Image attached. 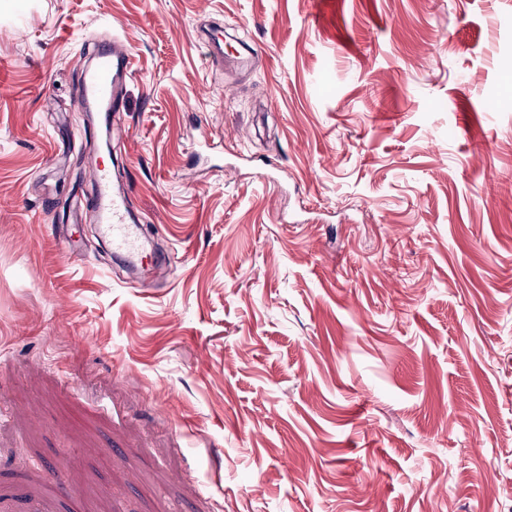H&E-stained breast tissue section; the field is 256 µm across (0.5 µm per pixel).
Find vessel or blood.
<instances>
[{
	"instance_id": "1",
	"label": "vessel or blood",
	"mask_w": 512,
	"mask_h": 512,
	"mask_svg": "<svg viewBox=\"0 0 512 512\" xmlns=\"http://www.w3.org/2000/svg\"><path fill=\"white\" fill-rule=\"evenodd\" d=\"M96 66L86 71L83 81V103L96 105L98 111L109 112L116 106L119 92L132 75L131 51L119 37L99 43L94 48ZM99 193L95 206L101 213V234L112 244L113 251L130 257H142L146 244L141 228L130 217L128 195L111 185L109 169L97 171Z\"/></svg>"
}]
</instances>
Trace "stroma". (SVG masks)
<instances>
[{
	"mask_svg": "<svg viewBox=\"0 0 512 512\" xmlns=\"http://www.w3.org/2000/svg\"><path fill=\"white\" fill-rule=\"evenodd\" d=\"M115 34L107 149L78 100ZM105 161L160 258L134 281L89 205ZM489 505L512 0H0V512Z\"/></svg>",
	"mask_w": 512,
	"mask_h": 512,
	"instance_id": "stroma-1",
	"label": "stroma"
}]
</instances>
